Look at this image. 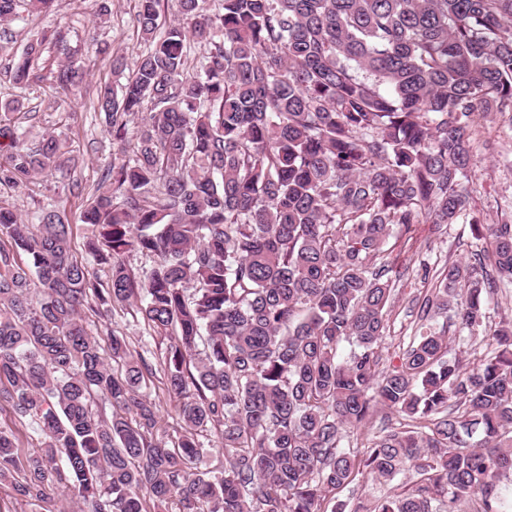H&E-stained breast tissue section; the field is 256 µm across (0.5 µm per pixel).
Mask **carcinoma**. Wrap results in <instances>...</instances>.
Here are the masks:
<instances>
[{
	"label": "carcinoma",
	"instance_id": "cac0c4a2",
	"mask_svg": "<svg viewBox=\"0 0 512 512\" xmlns=\"http://www.w3.org/2000/svg\"><path fill=\"white\" fill-rule=\"evenodd\" d=\"M18 2L0 0L1 30ZM135 23L146 50L129 72L112 56L124 82L98 108L120 143L141 122L80 214L108 280L74 257L64 209L29 224L0 201V400L43 438L31 451L0 424V484L34 501L68 490L91 512H345L324 504L357 475L411 469L410 493L353 512H501L512 322L471 368L429 329L382 371L395 288L374 262L424 215L467 216L474 117L512 122V0H137ZM9 75L75 91L83 68L59 29ZM17 111L0 105V185L70 161L53 131L20 142ZM470 223L474 263L446 266L422 308L454 306L469 330L512 280V216ZM132 250L154 258L139 275ZM127 306L170 338L172 446L143 390L151 366L110 327ZM377 405L398 424L343 447ZM206 429L220 470L198 467Z\"/></svg>",
	"mask_w": 512,
	"mask_h": 512
}]
</instances>
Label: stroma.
<instances>
[{"label": "stroma", "instance_id": "35a3bbf8", "mask_svg": "<svg viewBox=\"0 0 512 512\" xmlns=\"http://www.w3.org/2000/svg\"><path fill=\"white\" fill-rule=\"evenodd\" d=\"M96 9L95 0H58L55 12L24 18L0 36L10 52H18L28 40L52 32L59 25H68L71 52L86 70L83 88L77 94L56 89L46 81L20 86L6 74L8 55H0V103L22 101L28 114L25 126L31 137L51 130L62 132L75 160L65 180L37 179L12 188L0 186V200L28 220L42 205L63 206L73 226L70 244L74 255L103 279L107 276L106 266L90 261L85 248L91 229L79 221L87 198L101 185L104 172L119 150L104 114L95 108L96 95L101 86H114L120 81L112 71L113 54H122L131 67L144 52L145 44L134 23L135 0H112V13L100 24L95 21ZM472 144L467 187L481 217L493 224L501 214H512V122L496 112L480 114ZM475 248L470 226L462 222H424L413 225L410 240L390 239L381 262L396 286V296L380 347L382 369L398 366L404 342L430 328L453 336L451 355L478 361L488 352L494 331L501 323L512 321V283L499 285L489 298L485 322L473 330L460 329L442 316L432 320L421 317L420 305L432 293L443 267L455 262L472 263ZM111 325L126 336L132 350L145 352L154 367L146 391L157 404L166 439H176L181 432L176 401L168 395L159 369L168 337L149 335L141 315L129 307L116 309ZM413 481L414 475L409 471L390 482L364 474L357 476L351 489L337 492L336 497L345 501L354 495L369 501L390 492L407 491Z\"/></svg>", "mask_w": 512, "mask_h": 512}]
</instances>
